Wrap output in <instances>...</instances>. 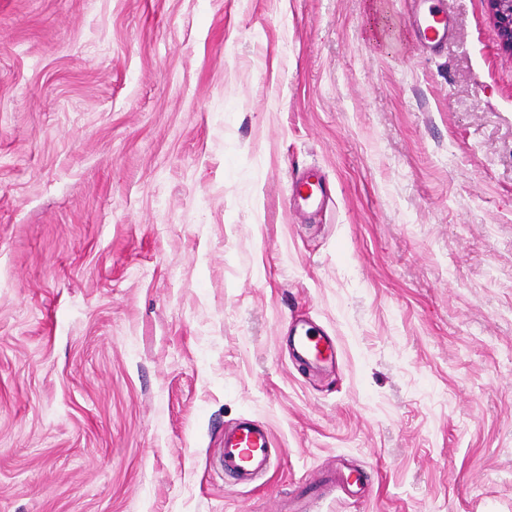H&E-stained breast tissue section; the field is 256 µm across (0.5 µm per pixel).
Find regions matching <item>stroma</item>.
I'll return each mask as SVG.
<instances>
[{
  "label": "stroma",
  "instance_id": "1",
  "mask_svg": "<svg viewBox=\"0 0 512 512\" xmlns=\"http://www.w3.org/2000/svg\"><path fill=\"white\" fill-rule=\"evenodd\" d=\"M427 4L0 0V512H512V52ZM420 1L412 0L418 7L409 16V24L423 49L435 48L448 40V16L440 10H423ZM292 195H295L306 207L315 210L322 208L325 204V190L320 174L317 171H311L300 181L293 182ZM300 352L314 363L332 362L336 359V346L331 339H323L309 331L297 337ZM272 436L267 426L238 424L224 429V478L237 484L252 483L275 467Z\"/></svg>",
  "mask_w": 512,
  "mask_h": 512
}]
</instances>
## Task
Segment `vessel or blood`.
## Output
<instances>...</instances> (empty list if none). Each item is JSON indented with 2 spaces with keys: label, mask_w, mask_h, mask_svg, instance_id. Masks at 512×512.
<instances>
[{
  "label": "vessel or blood",
  "mask_w": 512,
  "mask_h": 512,
  "mask_svg": "<svg viewBox=\"0 0 512 512\" xmlns=\"http://www.w3.org/2000/svg\"><path fill=\"white\" fill-rule=\"evenodd\" d=\"M409 24L422 48L432 49L447 41L450 34L448 17L438 10L415 9ZM292 193L299 202L312 209L325 204V190L318 172H309L293 182ZM300 352L315 363L335 360L336 347L332 340L304 332L297 338ZM275 466L272 453V436L267 426L238 424L224 430L222 467L224 476L235 483H252Z\"/></svg>",
  "instance_id": "b4317fda"
}]
</instances>
